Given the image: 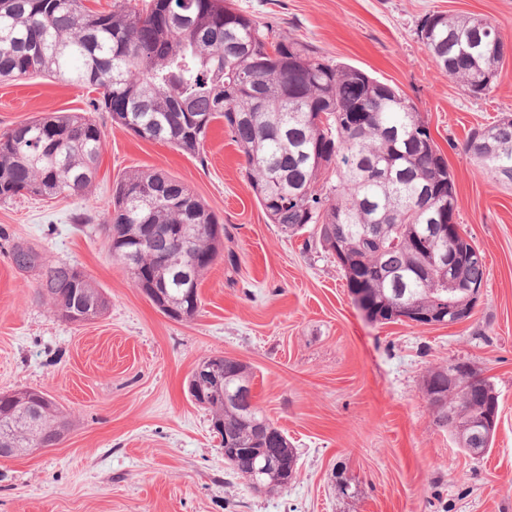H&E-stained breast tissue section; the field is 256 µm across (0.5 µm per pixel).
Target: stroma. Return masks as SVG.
<instances>
[{"label":"stroma","instance_id":"35a3bbf8","mask_svg":"<svg viewBox=\"0 0 512 512\" xmlns=\"http://www.w3.org/2000/svg\"><path fill=\"white\" fill-rule=\"evenodd\" d=\"M232 3L410 99L454 179L455 221L484 255L474 312L453 325L369 321L317 236L270 223L223 121L197 157L98 113L91 195L0 203V394L43 392L71 420L56 446L0 459V512H512V188L489 181L467 150L474 130L512 116V0ZM432 12L499 30L504 53L487 94H469L435 64L418 35ZM94 97L50 77L0 81V133L89 111ZM137 170L182 181L224 224L193 318L164 315L111 254L101 204ZM79 213L87 223H75ZM16 242L84 271L109 301L105 314L59 318L37 293V273L12 265ZM209 355L252 372L255 403L298 456L287 489L254 491L225 463L187 392ZM454 361L499 396L493 446L480 458L436 424L424 394L428 370Z\"/></svg>","mask_w":512,"mask_h":512}]
</instances>
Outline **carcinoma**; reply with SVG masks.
I'll return each mask as SVG.
<instances>
[{"instance_id": "cac0c4a2", "label": "carcinoma", "mask_w": 512, "mask_h": 512, "mask_svg": "<svg viewBox=\"0 0 512 512\" xmlns=\"http://www.w3.org/2000/svg\"><path fill=\"white\" fill-rule=\"evenodd\" d=\"M420 37L437 66L474 96L503 55L499 31L472 16L426 15ZM43 75L98 92L92 111L107 112L138 137L198 155L211 124L224 120L244 155L252 192L267 218L293 233L316 228L336 255L348 288L383 323L422 321L459 309L467 318L471 289L482 288L484 261L464 259L450 274L432 266L420 238L448 226L457 198L448 164L427 122L394 87L348 64L333 63L293 39L271 41L259 22L228 0H150L142 10L115 2L94 10L85 0H0V79ZM484 150L468 148L486 176L512 186V118L488 125ZM104 133L85 113L36 117L0 135V202L34 195L83 196L95 178ZM105 230L120 263L139 270L135 285L155 286L169 318L198 312V284L221 257L224 225L178 179L135 171L116 183ZM143 224L154 240L140 241ZM175 224H201L188 243L171 242ZM15 268L36 270L38 294L65 320L108 301L76 267L53 262L20 243ZM192 269V280L181 271ZM471 374L448 389L445 365L428 370L424 390L447 397L449 415L436 423L454 431L457 417L494 408V384L483 398L468 394ZM252 374L236 363L224 389L196 400L226 448H244L231 468L248 480L253 452L270 422L256 404L226 402L250 389ZM57 408L44 393L0 396V448L20 454L56 445Z\"/></svg>"}]
</instances>
